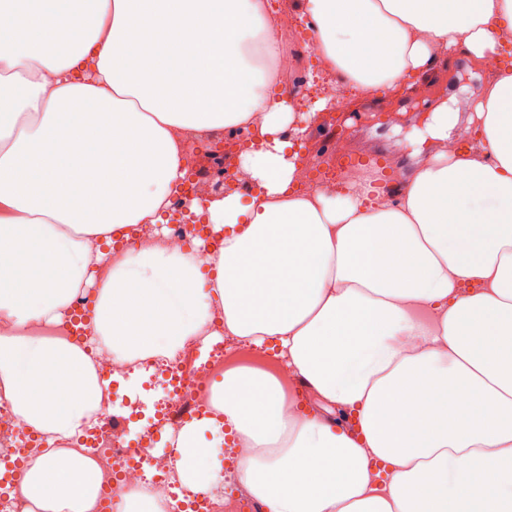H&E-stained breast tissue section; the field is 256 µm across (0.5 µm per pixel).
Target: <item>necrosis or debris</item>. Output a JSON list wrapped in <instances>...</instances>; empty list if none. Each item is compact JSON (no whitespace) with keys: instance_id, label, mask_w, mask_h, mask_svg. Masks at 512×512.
<instances>
[{"instance_id":"necrosis-or-debris-1","label":"necrosis or debris","mask_w":512,"mask_h":512,"mask_svg":"<svg viewBox=\"0 0 512 512\" xmlns=\"http://www.w3.org/2000/svg\"><path fill=\"white\" fill-rule=\"evenodd\" d=\"M344 156L329 154L320 161L300 156L296 189L311 194L336 188L348 180ZM207 330L208 341L194 339L174 358L156 356L116 358L104 344L88 343L80 332L60 326L30 324L18 328L0 316V336L24 334L33 339L61 337L82 345L102 382L101 400L95 407L91 428L69 439H49L34 432L16 415L0 384V466L15 470L19 465L42 454H52L59 469L72 466L74 454L95 459L101 472V490L97 512H104L107 503L117 494L143 492L153 497L158 512H243L248 494L244 489H225L223 484L205 481L189 491H181L176 474L173 451H154L155 435L166 432L178 436L188 418L211 415L210 384L212 377L233 363L252 360L256 352L233 336L224 335V317L214 312ZM209 344L207 359H200L202 344ZM133 373L146 374L161 381L164 397L138 435H131L130 423L140 412L138 402L119 399L120 378Z\"/></svg>"}]
</instances>
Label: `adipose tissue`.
Masks as SVG:
<instances>
[{
	"label": "adipose tissue",
	"instance_id": "1",
	"mask_svg": "<svg viewBox=\"0 0 512 512\" xmlns=\"http://www.w3.org/2000/svg\"><path fill=\"white\" fill-rule=\"evenodd\" d=\"M292 7L326 72L362 96L512 36V0ZM2 16L1 315L60 326L74 290L95 286L83 328L121 358L175 357L215 308L225 335L273 343L315 407L268 370L225 371L215 416L179 433L184 487L205 430L210 453L252 448L238 478L266 512H512L511 70L479 92L471 148L449 146L457 113L433 112L394 201L371 169L304 196L266 0H0ZM247 127L261 139L238 158L250 203L189 202L215 242L203 274L165 243L181 159ZM0 383L18 416L66 438L101 397L89 357L61 339L0 336ZM100 483L83 456L66 473L46 455L19 470L41 512H92Z\"/></svg>",
	"mask_w": 512,
	"mask_h": 512
}]
</instances>
